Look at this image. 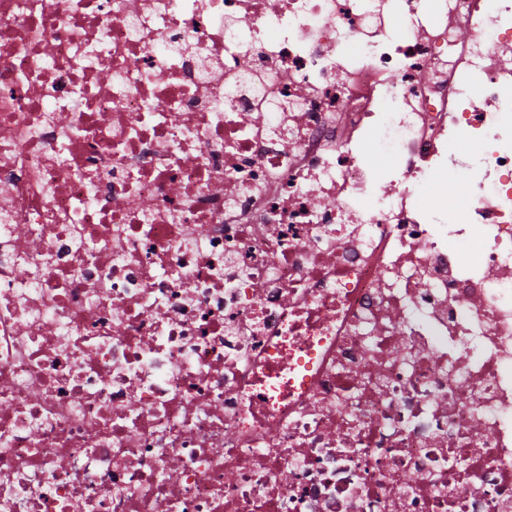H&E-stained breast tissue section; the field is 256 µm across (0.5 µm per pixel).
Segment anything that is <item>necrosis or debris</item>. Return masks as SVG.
Listing matches in <instances>:
<instances>
[{"label": "necrosis or debris", "mask_w": 512, "mask_h": 512, "mask_svg": "<svg viewBox=\"0 0 512 512\" xmlns=\"http://www.w3.org/2000/svg\"><path fill=\"white\" fill-rule=\"evenodd\" d=\"M0 512H512V0H0Z\"/></svg>", "instance_id": "1"}]
</instances>
